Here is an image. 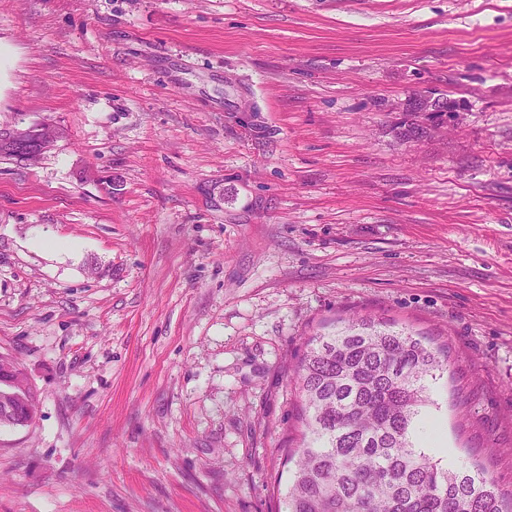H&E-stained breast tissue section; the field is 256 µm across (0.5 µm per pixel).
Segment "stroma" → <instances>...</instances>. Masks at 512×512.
<instances>
[{
  "label": "stroma",
  "mask_w": 512,
  "mask_h": 512,
  "mask_svg": "<svg viewBox=\"0 0 512 512\" xmlns=\"http://www.w3.org/2000/svg\"><path fill=\"white\" fill-rule=\"evenodd\" d=\"M0 512H278L287 374L349 316L448 342L456 466L512 491V0H0ZM446 124L400 138L402 107ZM76 243L47 253L36 239ZM15 48L0 40V96L11 87V74L15 64ZM419 100V111L430 114L431 112H436L437 114L434 116L431 121L436 123L437 121H445L448 119V98L445 97L444 107L442 108L445 112H440L442 100L440 96L433 91H424L416 96ZM415 105L413 106L411 113L415 112ZM16 133L29 134L33 139L32 144L24 145L25 158L31 163L36 162L44 153L52 149L57 140L54 127L47 123L31 130L16 131Z\"/></svg>",
  "instance_id": "obj_1"
}]
</instances>
